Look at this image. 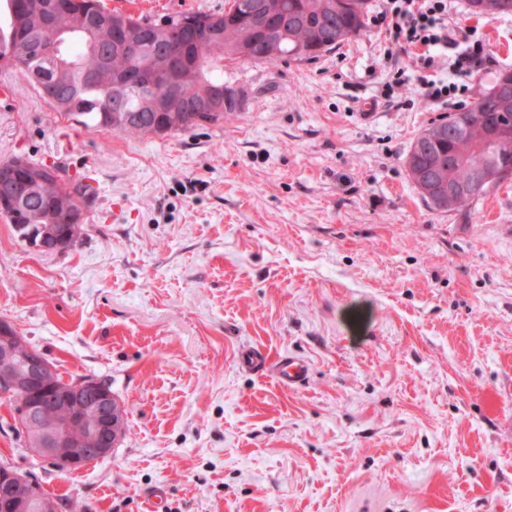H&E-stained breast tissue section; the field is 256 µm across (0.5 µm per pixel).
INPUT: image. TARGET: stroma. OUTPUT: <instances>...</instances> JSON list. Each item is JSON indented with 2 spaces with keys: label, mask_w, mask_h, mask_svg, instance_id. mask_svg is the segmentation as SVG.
<instances>
[{
  "label": "stroma",
  "mask_w": 512,
  "mask_h": 512,
  "mask_svg": "<svg viewBox=\"0 0 512 512\" xmlns=\"http://www.w3.org/2000/svg\"><path fill=\"white\" fill-rule=\"evenodd\" d=\"M157 17L225 0H103ZM451 27L512 68V15ZM382 37L312 61L225 62L241 110L174 135L55 116L0 73V159L94 169L75 248L45 254L0 220V318L64 379L123 403L109 457L72 474L33 458L0 397V461L59 512H512V181L431 211L404 167L445 116L413 56L384 99ZM310 363L299 389L242 370L239 349Z\"/></svg>",
  "instance_id": "35a3bbf8"
}]
</instances>
